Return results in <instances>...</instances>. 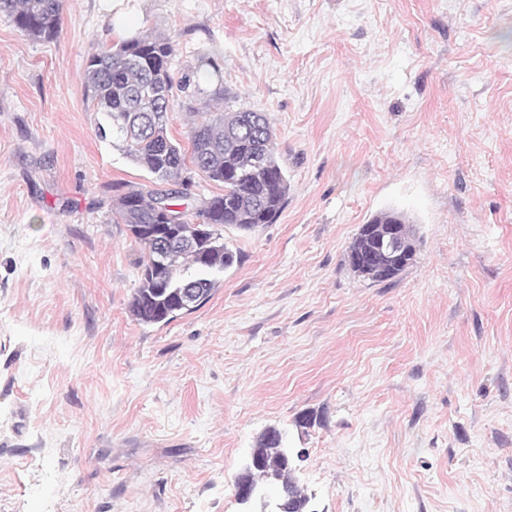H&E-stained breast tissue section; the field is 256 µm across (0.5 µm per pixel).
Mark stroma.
<instances>
[{
	"label": "stroma",
	"instance_id": "obj_1",
	"mask_svg": "<svg viewBox=\"0 0 512 512\" xmlns=\"http://www.w3.org/2000/svg\"><path fill=\"white\" fill-rule=\"evenodd\" d=\"M143 32L193 82L170 136L267 113L290 184L156 325L112 214L154 178L82 86ZM391 211L417 253L374 283L347 251ZM269 428L313 512H512V0H63L50 41L0 15V512H241Z\"/></svg>",
	"mask_w": 512,
	"mask_h": 512
}]
</instances>
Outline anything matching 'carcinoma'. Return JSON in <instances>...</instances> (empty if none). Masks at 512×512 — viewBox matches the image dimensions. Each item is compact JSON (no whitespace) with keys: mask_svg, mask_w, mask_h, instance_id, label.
Masks as SVG:
<instances>
[{"mask_svg":"<svg viewBox=\"0 0 512 512\" xmlns=\"http://www.w3.org/2000/svg\"><path fill=\"white\" fill-rule=\"evenodd\" d=\"M62 0H0V14L36 39H52L60 24ZM173 42L160 35L138 34L91 53L84 70V94L97 106L101 119L97 136L112 139L123 154L167 188L129 189L117 194L128 199L127 208L113 207L112 214L127 225L143 249L140 272L152 267L159 240L165 238L158 208H177L182 234L191 247L174 250L175 259L157 270L153 278L139 277L130 301L131 316L142 324H167L208 299L217 285L215 275L231 267L236 254L224 244L219 228L230 225L244 232L272 223L285 205L289 182L275 151L270 122L263 112H198L187 132L188 147L169 136L170 97L175 84L170 73ZM209 181L224 184V193L213 195L195 207L188 218L182 187L190 182L189 168ZM372 224H404L408 242L414 230L400 213H383ZM200 290L195 304L183 307L173 295L177 286ZM260 465L251 476L260 483L270 473L284 478V512H307L309 497L292 480L285 465L287 449L275 429H267L255 443Z\"/></svg>","mask_w":512,"mask_h":512,"instance_id":"carcinoma-1","label":"carcinoma"}]
</instances>
